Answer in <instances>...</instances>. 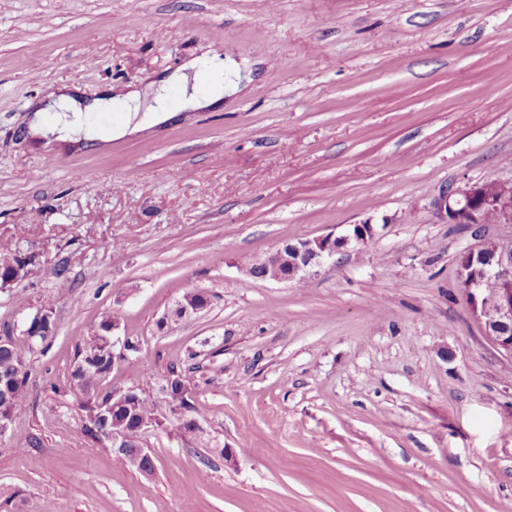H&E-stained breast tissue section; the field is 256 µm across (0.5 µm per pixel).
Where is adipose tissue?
<instances>
[{
	"instance_id": "adipose-tissue-1",
	"label": "adipose tissue",
	"mask_w": 512,
	"mask_h": 512,
	"mask_svg": "<svg viewBox=\"0 0 512 512\" xmlns=\"http://www.w3.org/2000/svg\"><path fill=\"white\" fill-rule=\"evenodd\" d=\"M209 67L206 75L210 90L198 94L190 88L188 74L196 70L198 60L185 63L182 73L161 79L159 89L149 106L140 103L139 90L127 89L115 92L105 91L94 99H86L75 87L64 86L51 92L47 100L33 109L28 128L34 144L47 147L53 144L70 146L79 143H107L115 139L132 136L168 120L170 111L166 92L170 87H180L183 92V107L187 110H200L221 102L225 94L224 70L234 67V60L224 59L223 55L209 53ZM121 102L129 117L113 127L102 129L89 123L87 116L92 112H108L113 102ZM54 112L53 121H46V112Z\"/></svg>"
}]
</instances>
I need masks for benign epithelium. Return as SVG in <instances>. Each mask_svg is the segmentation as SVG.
<instances>
[{"label":"benign epithelium","mask_w":512,"mask_h":512,"mask_svg":"<svg viewBox=\"0 0 512 512\" xmlns=\"http://www.w3.org/2000/svg\"><path fill=\"white\" fill-rule=\"evenodd\" d=\"M512 184L499 180L475 183L451 184L443 187L434 199L435 215L442 224H512V210L499 204L502 188ZM375 235L370 223L355 224L345 235L333 233L313 239L287 243L264 260L259 267H274L266 271L264 280L277 282L302 281L313 269L335 259L336 255L348 251L354 243H363ZM462 286L471 296L472 312L478 320L487 342L499 352L512 357V252L499 248L495 241L481 239L463 253L460 261ZM489 278L496 283L493 294L483 296L479 288L481 280ZM206 299L197 301L180 300L167 319L179 320L204 310ZM119 326L107 322L101 329V349L88 356V360L77 362L78 368L85 369L105 353L112 356L116 365L126 358L131 350V341L116 334ZM28 382L27 369L18 365L4 376L0 374V393L8 394V388L15 383ZM138 399V388H114L112 397L96 404L93 419L108 426L104 437L112 448L121 454L128 453L129 435L125 425L112 421L119 411H131Z\"/></svg>","instance_id":"obj_1"}]
</instances>
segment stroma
Segmentation results:
<instances>
[{
    "mask_svg": "<svg viewBox=\"0 0 512 512\" xmlns=\"http://www.w3.org/2000/svg\"><path fill=\"white\" fill-rule=\"evenodd\" d=\"M217 39L241 70L219 106L174 86L172 119L136 135L29 139L59 86L143 89ZM492 179L512 181V0H0V241L31 269L0 288V334L31 348L0 512H501L512 357L458 261L512 225L432 207ZM363 222L304 284L246 273ZM190 285L208 308L159 329ZM108 315L137 349L102 391L176 369L202 410L197 432L166 413L142 433L148 474L86 432L68 383Z\"/></svg>",
    "mask_w": 512,
    "mask_h": 512,
    "instance_id": "obj_1",
    "label": "stroma"
}]
</instances>
